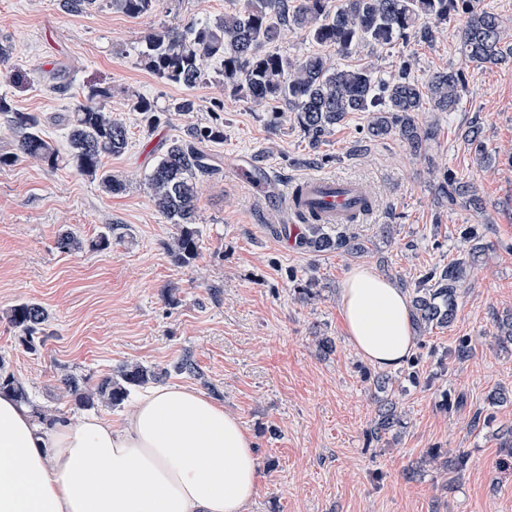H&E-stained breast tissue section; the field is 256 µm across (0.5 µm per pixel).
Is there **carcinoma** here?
<instances>
[{
	"instance_id": "carcinoma-1",
	"label": "carcinoma",
	"mask_w": 512,
	"mask_h": 512,
	"mask_svg": "<svg viewBox=\"0 0 512 512\" xmlns=\"http://www.w3.org/2000/svg\"><path fill=\"white\" fill-rule=\"evenodd\" d=\"M156 6L157 0H112V7L131 17L150 13ZM451 12L465 18L461 37L468 62L482 66L505 57L499 17L481 8L479 0H337L334 5L331 0H298L291 10L287 0H243L240 9L213 23L192 24L182 29L162 25L151 30L139 56L153 75L187 89L205 79L208 62L220 60L219 75L233 93L256 105L288 103L296 113L301 133L313 148L348 113L368 112L371 122L367 126V138L396 136L419 155L436 138L437 130L420 125L416 112L425 102L440 112L453 111L466 89L462 71L438 72L427 83L420 84L410 77L408 61L402 62L397 73L386 79L365 67H334L319 53L293 61L275 50L263 52L261 48L277 41L280 25L288 18L305 30L312 42L333 47L341 54H351L365 44L385 45L397 36L405 37L422 18L430 20V24L420 29V39L431 42L437 27L448 22ZM110 98L112 87H92L84 101L64 117L68 149L62 154L43 135L38 114L20 112L1 96L0 115L6 120L15 152L0 154V165H10L20 156L49 169L71 164L98 180L105 193L124 191V181L104 165L105 159L123 154L128 147L126 127L105 111V102ZM133 111L150 126L161 122L156 106L146 98L137 99ZM222 139L221 123L191 126L185 137L171 140L147 176L156 209L177 226V234L166 249L180 265H190L199 254L195 228L196 179L216 174L217 168L204 147L208 142ZM435 191L437 199L448 206L462 201L475 210L481 208V201L471 187L449 170L438 178ZM460 238L467 245L466 257L426 271L411 288L413 324L420 334L452 322L459 287L469 275L470 259L484 251L478 226H462ZM297 246L317 253L342 251L351 255L367 249L354 235L335 238L327 235L321 224L307 225V232L298 236ZM82 247L74 232L65 229L59 233L57 248L61 252L78 251ZM7 318L25 334L24 343L32 348L35 336L45 331L49 313L38 303L22 302L10 308ZM172 372L204 379L192 354L186 352L160 371L138 363L124 364L91 390L86 388L85 379L75 374L65 375L61 383L79 408L91 409L98 402L116 407L123 404L132 389ZM361 375L384 393L392 385L388 375L374 374L366 367L361 368ZM1 389L11 391L24 403L28 401L25 386L11 373L0 371ZM401 424L396 404L387 397L382 398L378 420L368 438L379 439ZM429 457L442 471H461L469 461L467 454L450 449L433 448Z\"/></svg>"
}]
</instances>
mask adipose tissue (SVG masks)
<instances>
[{
    "mask_svg": "<svg viewBox=\"0 0 512 512\" xmlns=\"http://www.w3.org/2000/svg\"><path fill=\"white\" fill-rule=\"evenodd\" d=\"M346 332L379 368L414 344L408 298L372 268L340 291ZM261 479L250 431L195 389H150L121 424L36 417L0 391V512H247Z\"/></svg>",
    "mask_w": 512,
    "mask_h": 512,
    "instance_id": "1",
    "label": "adipose tissue"
}]
</instances>
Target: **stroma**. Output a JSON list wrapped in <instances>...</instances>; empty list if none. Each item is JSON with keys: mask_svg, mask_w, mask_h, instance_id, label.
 Returning a JSON list of instances; mask_svg holds the SVG:
<instances>
[{"mask_svg": "<svg viewBox=\"0 0 512 512\" xmlns=\"http://www.w3.org/2000/svg\"><path fill=\"white\" fill-rule=\"evenodd\" d=\"M242 0H159L130 17L97 0L86 12L61 0H0V41L12 53L0 62V96L23 112L45 118L44 133L66 146L61 119L92 86H108L106 108L128 129L129 144L106 166L126 183L108 195L96 180L68 165L48 169L21 159L0 167V366L27 388L31 406L46 417L78 415L61 379L72 373L96 385L126 363L169 367L191 352L204 380L171 374L167 383L200 388L251 432L262 479L250 512H512V470L501 471L497 434L512 426V402L490 407L497 387L512 390V346L493 342L496 320L512 313V59L469 63L450 15L433 43L417 34L366 45L342 55L313 43L291 22L274 50L298 60L320 52L341 66H366L379 75L412 64L419 82L448 69L463 70L467 92L452 112L424 105L419 121L438 135L421 155L395 137L366 136L369 115L351 112L311 148L287 104L277 110L235 95L210 63L206 79L187 89L162 81L138 58L143 37L159 25L213 22ZM193 96L198 108L172 106ZM154 101L165 116L141 122L131 104ZM221 101V113L210 112ZM224 121V139L207 150L218 175L197 181L200 250L177 264L165 245L176 227L155 208L145 177L166 143L186 129ZM479 125L486 158L462 137ZM271 172L278 184L322 174L354 180L375 206L354 230L367 253L308 252L271 234L288 214L254 191L237 173L240 160ZM470 183L480 211L439 206L434 183L444 170ZM121 224L125 236L105 250L89 241ZM393 227L390 237L382 225ZM480 225L488 247L459 290L454 322L421 338L423 374L411 383L392 369L391 396L401 427L367 442L375 417L374 388L364 382L365 361L350 342L339 292L350 268H375L399 288L465 251L459 229ZM75 229L87 246L64 253L61 228ZM312 285L304 298L299 288ZM32 301L50 314L43 341L26 348L6 313ZM328 336L336 349L319 352ZM472 339L469 357L453 355L457 337ZM463 395L464 407L446 410L444 394ZM491 410L489 425L470 426L474 412ZM460 450L470 462L461 474L437 470L430 448Z\"/></svg>", "mask_w": 512, "mask_h": 512, "instance_id": "stroma-1", "label": "stroma"}]
</instances>
